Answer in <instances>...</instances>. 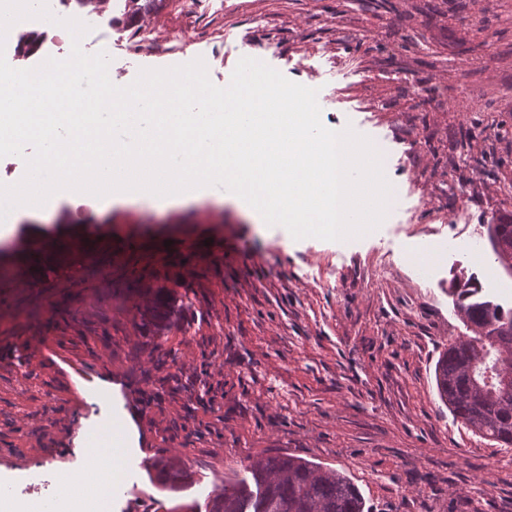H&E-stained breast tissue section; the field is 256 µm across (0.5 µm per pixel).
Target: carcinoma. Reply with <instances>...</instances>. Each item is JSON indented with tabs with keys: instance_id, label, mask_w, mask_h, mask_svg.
<instances>
[{
	"instance_id": "carcinoma-1",
	"label": "carcinoma",
	"mask_w": 512,
	"mask_h": 512,
	"mask_svg": "<svg viewBox=\"0 0 512 512\" xmlns=\"http://www.w3.org/2000/svg\"><path fill=\"white\" fill-rule=\"evenodd\" d=\"M487 237L491 250L502 241L510 249L498 264L512 276V213L494 218ZM451 295L467 329L485 335L476 342L466 336L442 352L435 365L438 395L455 419L509 450L512 385L495 371L512 370V307L489 299L473 275L454 279ZM247 470L249 480L224 481V495L209 500L208 512H365L359 488L334 469L286 454L258 459Z\"/></svg>"
}]
</instances>
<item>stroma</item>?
I'll use <instances>...</instances> for the list:
<instances>
[{"label":"stroma","instance_id":"obj_1","mask_svg":"<svg viewBox=\"0 0 512 512\" xmlns=\"http://www.w3.org/2000/svg\"><path fill=\"white\" fill-rule=\"evenodd\" d=\"M133 13L157 36L139 55L125 51ZM85 22L83 52L112 43L122 86L200 58L221 87L249 57L317 89L326 128L383 146L398 201L342 241L294 239L214 197L101 213L63 202L13 225L0 239V483L13 499L58 500L60 476L87 465L86 434L123 421L109 512L206 504L205 487L276 454L346 473L370 512H512V451L454 419L434 380L467 333L448 295L456 273L512 306V276L482 234L512 211V0H224L220 17L122 0ZM173 37L185 53H166ZM89 237L175 250L119 265L103 248L55 251ZM209 238L242 251L197 256ZM36 247L29 286L19 263ZM182 448L180 490H163L166 455Z\"/></svg>","mask_w":512,"mask_h":512}]
</instances>
